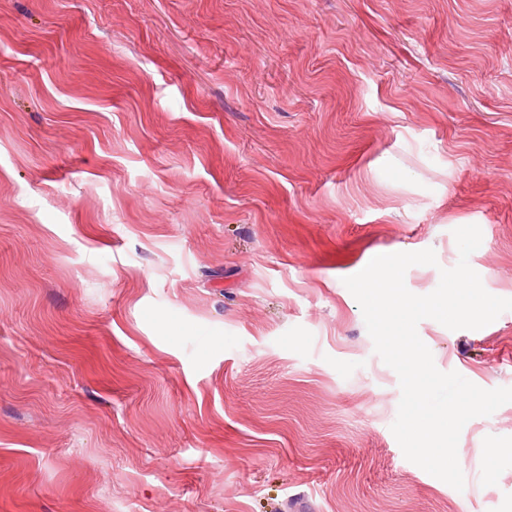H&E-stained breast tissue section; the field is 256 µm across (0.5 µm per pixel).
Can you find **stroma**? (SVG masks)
Instances as JSON below:
<instances>
[{"mask_svg": "<svg viewBox=\"0 0 512 512\" xmlns=\"http://www.w3.org/2000/svg\"><path fill=\"white\" fill-rule=\"evenodd\" d=\"M512 298V0H0V512H512L456 490L343 283L433 249ZM512 387V311L417 327Z\"/></svg>", "mask_w": 512, "mask_h": 512, "instance_id": "1", "label": "stroma"}]
</instances>
